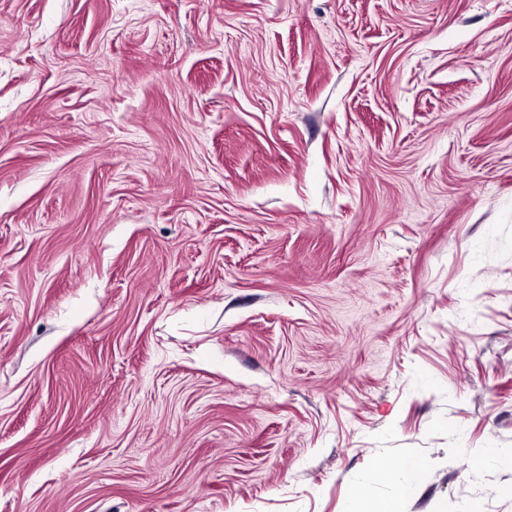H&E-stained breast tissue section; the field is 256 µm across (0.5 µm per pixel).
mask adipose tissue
Segmentation results:
<instances>
[{
  "instance_id": "adipose-tissue-1",
  "label": "adipose tissue",
  "mask_w": 512,
  "mask_h": 512,
  "mask_svg": "<svg viewBox=\"0 0 512 512\" xmlns=\"http://www.w3.org/2000/svg\"><path fill=\"white\" fill-rule=\"evenodd\" d=\"M421 473L422 465L414 458L406 459L396 467L385 462L376 463L375 478L393 485V495L384 500H376L363 490H355L350 499L348 512H402L404 501Z\"/></svg>"
}]
</instances>
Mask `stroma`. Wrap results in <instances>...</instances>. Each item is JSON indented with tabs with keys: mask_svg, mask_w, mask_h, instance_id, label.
<instances>
[{
	"mask_svg": "<svg viewBox=\"0 0 512 512\" xmlns=\"http://www.w3.org/2000/svg\"><path fill=\"white\" fill-rule=\"evenodd\" d=\"M512 0H0V512H512ZM422 465L415 458H408L398 467L386 462H377L374 477L394 487L393 495L384 500H376L365 491L357 489L352 493L349 512H402L405 499L420 478Z\"/></svg>",
	"mask_w": 512,
	"mask_h": 512,
	"instance_id": "stroma-1",
	"label": "stroma"
}]
</instances>
